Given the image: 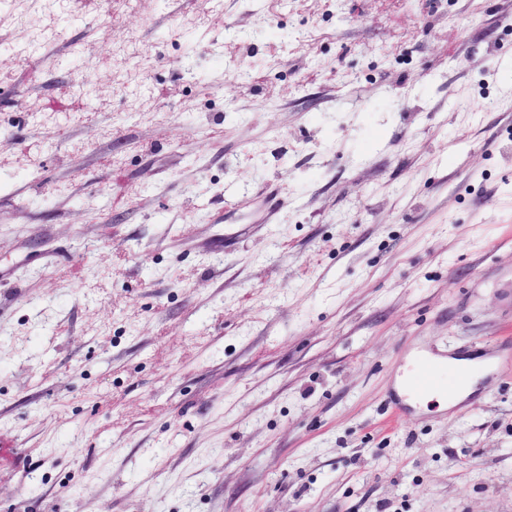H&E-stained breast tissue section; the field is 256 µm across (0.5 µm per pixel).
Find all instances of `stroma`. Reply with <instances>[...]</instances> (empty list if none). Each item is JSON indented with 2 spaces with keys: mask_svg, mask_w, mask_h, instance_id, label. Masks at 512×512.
I'll use <instances>...</instances> for the list:
<instances>
[{
  "mask_svg": "<svg viewBox=\"0 0 512 512\" xmlns=\"http://www.w3.org/2000/svg\"><path fill=\"white\" fill-rule=\"evenodd\" d=\"M16 16L56 58L0 79V512H512V366L387 410L408 347L512 341V0ZM224 4L222 0H209L208 8L195 13H182L178 16L177 25L184 30H196L209 27L213 18L222 16ZM113 54L116 58L130 63L129 67L123 71L121 88L146 85V76L135 65V62L145 59L149 55V50L140 43L136 34L130 33L123 40L115 43Z\"/></svg>",
  "mask_w": 512,
  "mask_h": 512,
  "instance_id": "stroma-1",
  "label": "stroma"
}]
</instances>
